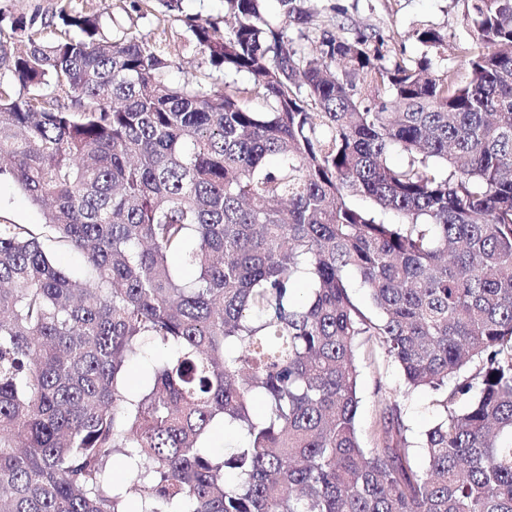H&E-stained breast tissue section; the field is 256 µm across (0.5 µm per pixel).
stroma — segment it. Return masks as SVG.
Here are the masks:
<instances>
[{"label":"stroma","mask_w":512,"mask_h":512,"mask_svg":"<svg viewBox=\"0 0 512 512\" xmlns=\"http://www.w3.org/2000/svg\"><path fill=\"white\" fill-rule=\"evenodd\" d=\"M63 0H0V27L9 28L19 16L34 14L51 19L52 24L43 36H59L60 23L53 15ZM71 13H99L100 32L112 38L121 32L141 34L151 40L157 52L172 61L168 73L171 83L179 84L188 79L205 84L223 81L224 75L213 68L206 54L191 39L186 18L196 17L216 24L226 20L225 0H181L178 7H166L164 0H64ZM302 7L317 15L318 27L309 29L310 39H317L321 28L344 20L348 29H361L380 33L388 59L417 60L422 46L414 33L419 29H436L446 36V41L431 57L435 69L447 67L462 69L461 57L455 51V42L462 36L460 26L464 0H301ZM0 218L15 224L33 227L43 224L44 218L35 205L11 182H0ZM360 375L358 380L361 406L357 428L365 447L375 445L372 425L379 415L378 393H386L399 408L416 446L412 450L418 466L427 463L425 452L418 443L438 417L439 392L423 389L408 390L404 376L397 364L385 357L370 343L358 347Z\"/></svg>","instance_id":"1"}]
</instances>
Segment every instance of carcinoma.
Masks as SVG:
<instances>
[{"label":"carcinoma","mask_w":512,"mask_h":512,"mask_svg":"<svg viewBox=\"0 0 512 512\" xmlns=\"http://www.w3.org/2000/svg\"><path fill=\"white\" fill-rule=\"evenodd\" d=\"M265 2L189 24L247 87L173 86L95 14L60 8L53 43L34 17L0 28V180L45 218L0 222V512H512V0H466L464 80L341 22L306 46L312 13ZM144 336L172 354L133 392ZM361 336L444 391L424 469L385 397L361 446ZM219 423L243 437L228 458ZM210 450L212 453L218 456L229 454L232 450L242 443L241 437L238 434H224L223 427H215L209 438Z\"/></svg>","instance_id":"1"}]
</instances>
